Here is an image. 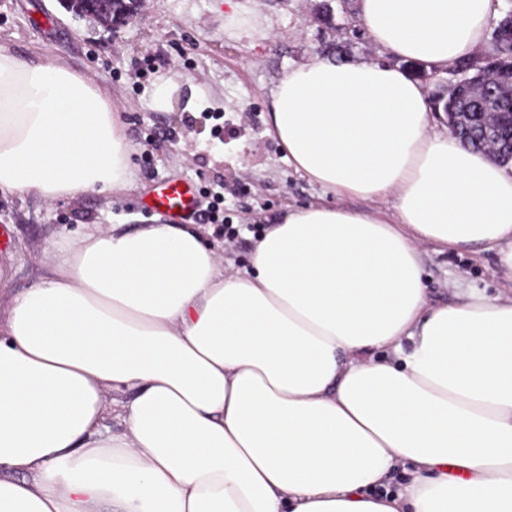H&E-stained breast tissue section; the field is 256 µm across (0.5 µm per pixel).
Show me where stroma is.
Wrapping results in <instances>:
<instances>
[{
	"label": "stroma",
	"instance_id": "35a3bbf8",
	"mask_svg": "<svg viewBox=\"0 0 512 512\" xmlns=\"http://www.w3.org/2000/svg\"><path fill=\"white\" fill-rule=\"evenodd\" d=\"M248 26L224 25V0H146L118 31L75 18L59 0H0V43L22 60L49 53L112 92L131 147L133 187L87 191L46 203L33 193L0 194V270L6 295H18L47 273L46 247L86 224H152L155 189L189 181L200 208L223 204L203 224L207 243L235 267L245 266L258 233L287 208L326 201L323 190L289 165L269 132V95L282 72L321 55L343 62L399 66L433 93L452 70L400 61L375 46L351 0H236ZM174 81L170 109L154 105L156 89ZM239 231L224 235V224ZM424 283L433 304L454 301L458 287L497 296L504 283L492 250L437 252L422 247Z\"/></svg>",
	"mask_w": 512,
	"mask_h": 512
}]
</instances>
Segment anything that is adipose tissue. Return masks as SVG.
Listing matches in <instances>:
<instances>
[{"label":"adipose tissue","instance_id":"obj_1","mask_svg":"<svg viewBox=\"0 0 512 512\" xmlns=\"http://www.w3.org/2000/svg\"><path fill=\"white\" fill-rule=\"evenodd\" d=\"M495 14L357 2L377 46L440 69ZM270 131L332 200L247 267L187 224H87L0 309V512H512V295L430 304L418 251H496L512 283V173L376 62L285 70ZM129 161L111 93L0 46V193L120 192ZM389 194L392 219L345 204Z\"/></svg>","mask_w":512,"mask_h":512}]
</instances>
